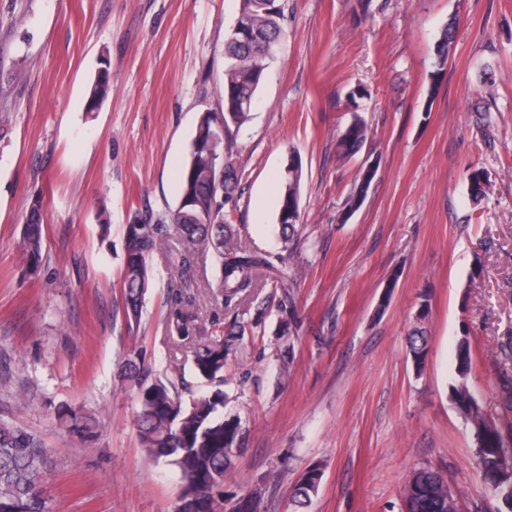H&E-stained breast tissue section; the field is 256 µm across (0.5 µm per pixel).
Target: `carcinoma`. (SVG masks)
Segmentation results:
<instances>
[{
	"label": "carcinoma",
	"instance_id": "cac0c4a2",
	"mask_svg": "<svg viewBox=\"0 0 512 512\" xmlns=\"http://www.w3.org/2000/svg\"><path fill=\"white\" fill-rule=\"evenodd\" d=\"M286 0H239L238 15L224 37V73L213 94L224 104V132L208 138L195 134L189 156L180 173V199L176 208L162 218L138 212L125 226V259L120 271L123 311L128 329L139 328L145 295L151 288V258L165 248L168 238L177 236L187 243L184 251H168L171 265L185 267L191 250H210L224 296V306L240 304L265 275L264 285L278 297L282 312L293 308L294 288L301 274L295 263L277 267L258 250L233 242L228 235L214 240L213 230L226 229L223 202L233 200L242 172L233 161L232 129H240L249 119L250 105L258 99L267 77L270 59L267 46L277 44L285 34ZM456 20L441 27L434 43L435 70L441 75L455 39ZM110 62L103 61L88 88L87 107L93 111L112 93ZM370 137L366 122L358 116L341 131L337 142L340 159H350ZM224 179L217 181L219 165ZM303 168L301 159L288 166L283 183L277 220L284 249L292 253L304 231L300 208ZM374 175L360 167L353 189L345 199L342 216L353 214L363 203ZM469 191L478 202L490 192L488 171L477 168L469 175ZM42 201H31L22 232L21 248L28 264L35 268L42 259ZM428 304L422 301L417 322L406 336V354L416 372H421L428 352L429 334L424 326ZM246 331L234 322L219 333L200 338L194 349L195 375L214 387L211 395L182 399L189 391L181 371L163 377L144 367L136 348L125 353L121 376L136 389L140 411L137 435L151 457L174 466L181 481L176 512H214V504L224 479L231 474L241 450L242 427L239 417L224 416L228 395L224 392V366L238 356ZM469 341L462 339L455 352V382L450 398L470 424L473 461L486 493L495 501L494 512H512V369L503 368L496 376V389L506 418L496 421L485 416L468 381L472 367ZM47 458L35 437L25 429L0 424V512H46L42 474ZM319 469L307 471L294 488V512H305L317 492ZM404 512H449L453 509L451 485L437 468L422 465L411 470L401 488Z\"/></svg>",
	"mask_w": 512,
	"mask_h": 512
}]
</instances>
